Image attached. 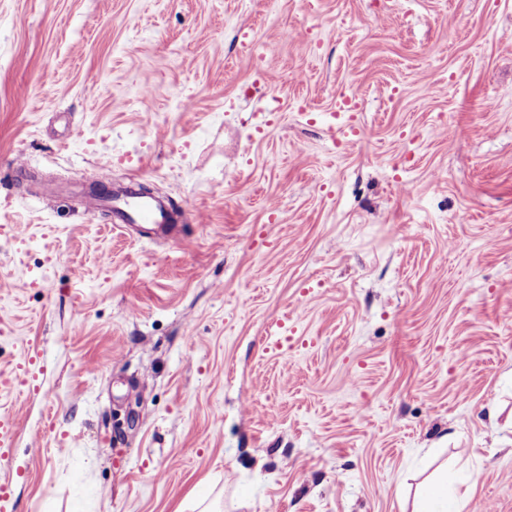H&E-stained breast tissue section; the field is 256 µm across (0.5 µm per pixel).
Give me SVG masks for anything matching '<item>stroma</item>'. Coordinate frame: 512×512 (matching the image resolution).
<instances>
[{
  "label": "stroma",
  "mask_w": 512,
  "mask_h": 512,
  "mask_svg": "<svg viewBox=\"0 0 512 512\" xmlns=\"http://www.w3.org/2000/svg\"><path fill=\"white\" fill-rule=\"evenodd\" d=\"M18 364L13 512H512V0H0ZM138 181L131 178L121 189H112L106 197L93 195L89 210L106 209L118 224H143L155 227L154 235L166 237L171 224L182 221L183 212L171 205L138 193Z\"/></svg>",
  "instance_id": "obj_1"
}]
</instances>
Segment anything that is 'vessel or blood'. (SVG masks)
I'll return each instance as SVG.
<instances>
[{"mask_svg": "<svg viewBox=\"0 0 512 512\" xmlns=\"http://www.w3.org/2000/svg\"><path fill=\"white\" fill-rule=\"evenodd\" d=\"M90 211L107 210L119 224H143L152 227L154 235L168 236L173 224L183 219L182 211L153 198L139 194L137 179L105 197L92 196Z\"/></svg>", "mask_w": 512, "mask_h": 512, "instance_id": "1", "label": "vessel or blood"}]
</instances>
